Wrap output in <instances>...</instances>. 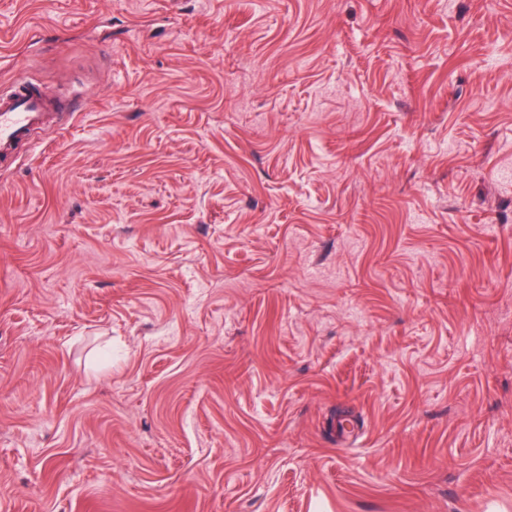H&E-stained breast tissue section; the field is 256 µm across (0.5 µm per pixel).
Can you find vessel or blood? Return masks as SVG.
Returning a JSON list of instances; mask_svg holds the SVG:
<instances>
[{
  "instance_id": "b4317fda",
  "label": "vessel or blood",
  "mask_w": 512,
  "mask_h": 512,
  "mask_svg": "<svg viewBox=\"0 0 512 512\" xmlns=\"http://www.w3.org/2000/svg\"><path fill=\"white\" fill-rule=\"evenodd\" d=\"M60 111V104L46 98L28 79L0 86V166L15 165L21 148L32 146L34 133L55 123Z\"/></svg>"
}]
</instances>
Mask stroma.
<instances>
[{"label": "stroma", "instance_id": "35a3bbf8", "mask_svg": "<svg viewBox=\"0 0 512 512\" xmlns=\"http://www.w3.org/2000/svg\"><path fill=\"white\" fill-rule=\"evenodd\" d=\"M74 108L0 171V512H512V0H0Z\"/></svg>", "mask_w": 512, "mask_h": 512}]
</instances>
